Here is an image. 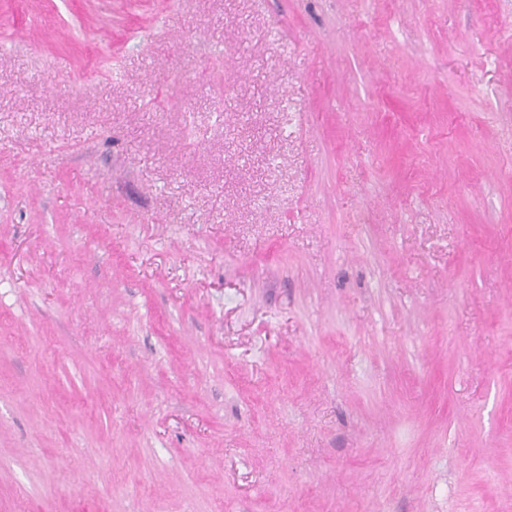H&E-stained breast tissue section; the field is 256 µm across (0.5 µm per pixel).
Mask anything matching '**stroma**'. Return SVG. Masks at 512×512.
<instances>
[{"mask_svg":"<svg viewBox=\"0 0 512 512\" xmlns=\"http://www.w3.org/2000/svg\"><path fill=\"white\" fill-rule=\"evenodd\" d=\"M0 512H512V0H0Z\"/></svg>","mask_w":512,"mask_h":512,"instance_id":"obj_1","label":"stroma"}]
</instances>
